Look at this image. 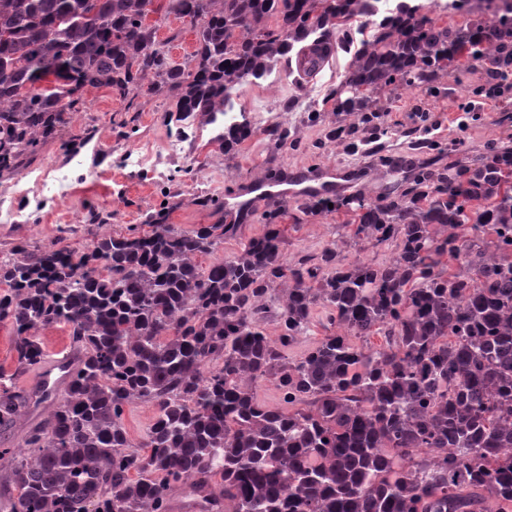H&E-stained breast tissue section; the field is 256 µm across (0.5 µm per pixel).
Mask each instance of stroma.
Returning <instances> with one entry per match:
<instances>
[{"instance_id": "35a3bbf8", "label": "stroma", "mask_w": 512, "mask_h": 512, "mask_svg": "<svg viewBox=\"0 0 512 512\" xmlns=\"http://www.w3.org/2000/svg\"><path fill=\"white\" fill-rule=\"evenodd\" d=\"M157 38L172 65H188L196 44L187 20L168 15ZM350 60L343 49L314 77L300 78L291 67L281 79L244 84L235 107L258 133L227 152L211 145L213 127L177 113L167 94L129 102L105 88L87 89L86 111L67 113L61 138L0 172V204L19 215L17 222H0V261L19 244L36 252L55 243L78 255L105 234L144 233L158 218L182 229L226 224L225 197L248 181L334 164L350 171L341 197L375 196L386 184H409L426 164L481 160L489 147L512 145V90L485 92L492 61L440 76L433 95L420 89L382 94L376 127L333 109L331 97ZM280 131L287 142L278 141ZM175 140L181 150L174 155L168 146ZM58 170L67 173L69 192L45 197L38 178ZM348 220L347 213L313 212L304 202H260L215 256L237 253L266 225L277 224L282 256L293 263L317 256Z\"/></svg>"}]
</instances>
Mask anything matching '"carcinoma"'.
Listing matches in <instances>:
<instances>
[{"label":"carcinoma","mask_w":512,"mask_h":512,"mask_svg":"<svg viewBox=\"0 0 512 512\" xmlns=\"http://www.w3.org/2000/svg\"><path fill=\"white\" fill-rule=\"evenodd\" d=\"M0 0V171L38 154L84 89L121 99L164 90L203 126L297 43L324 53L354 18L374 33L355 51L333 111L365 118L388 88L435 92L458 56L512 68V0L493 17L441 27L420 0ZM189 20L197 48L174 67L151 14ZM277 25L267 28V20ZM226 125L220 147L254 136ZM495 163L420 169L405 189L315 208L354 214L315 261L283 260L267 225L241 251L204 266L235 224L161 222L107 235L76 256L23 245L0 264V321L15 372L39 369L40 331L64 324L78 350L62 398L8 448L10 512H497L512 506V148ZM492 238H484L485 227ZM365 238L393 244L386 264L340 258ZM456 263L449 273L445 266ZM339 332L297 360L285 349L314 306ZM277 314L279 334L264 324ZM383 337L371 346L365 337ZM362 343H356V340ZM274 381L281 406L246 382ZM151 402L134 438L126 406ZM44 398L0 370V427ZM221 490L215 491V479Z\"/></svg>","instance_id":"1"}]
</instances>
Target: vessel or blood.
<instances>
[{
	"instance_id": "obj_1",
	"label": "vessel or blood",
	"mask_w": 512,
	"mask_h": 512,
	"mask_svg": "<svg viewBox=\"0 0 512 512\" xmlns=\"http://www.w3.org/2000/svg\"><path fill=\"white\" fill-rule=\"evenodd\" d=\"M340 171L335 166H326L307 176L288 174L276 179L248 183L242 190L230 195L224 201V208L239 219H247L253 205L267 199H309L332 196L340 191ZM70 355L50 358L39 372L41 384L59 387L56 371L69 367Z\"/></svg>"
}]
</instances>
